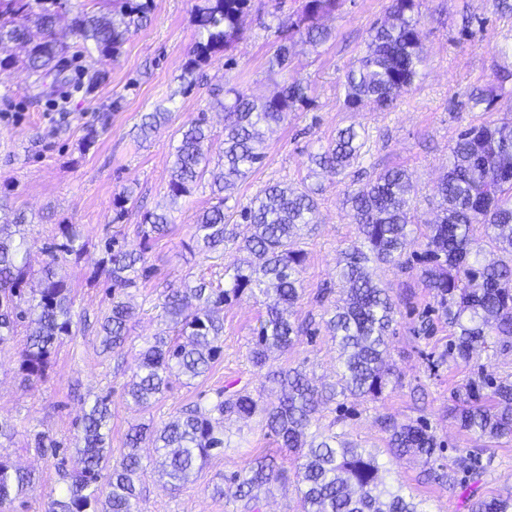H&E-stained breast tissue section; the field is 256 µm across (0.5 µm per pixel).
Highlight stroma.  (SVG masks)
<instances>
[{"label": "stroma", "mask_w": 512, "mask_h": 512, "mask_svg": "<svg viewBox=\"0 0 512 512\" xmlns=\"http://www.w3.org/2000/svg\"><path fill=\"white\" fill-rule=\"evenodd\" d=\"M200 2L154 0L147 25L128 37L115 60L82 52L67 23H60L58 37L69 47L66 110L57 108L50 86L33 88L21 67L0 70V190L9 193L15 207L49 217L48 222L22 228L30 265L40 270L46 259L43 248L58 225H78L83 244L80 257H66L57 268L70 290L73 326L71 335L58 344L46 377L26 381L18 368L20 343L0 346V419L17 428L12 440L0 444V461L35 476L31 490L5 512H44L49 495L63 487L62 471L79 466L73 449L76 423L97 397L106 395L111 401L108 446L116 461L126 450L131 425L161 426L217 389L244 388L266 403L279 397L250 361L252 332L266 314L265 303L250 297L225 306L224 351L206 377L174 381L145 411L130 405L125 395L144 341L165 328V291L185 279H215L241 258L231 244L220 253H207L196 245L194 215L210 197L207 187H198L175 207L168 197L171 152L179 128L203 115L215 140L224 137V114L210 104L212 89L234 86L260 99L293 77L309 86L308 105L267 130L266 157L239 184L235 196L249 201L277 181L298 186L308 180L322 188L317 221L301 240L307 253L303 292L291 310L292 321L309 332L287 351L269 355L270 365L303 368L320 388L338 381L339 351L325 331L322 314L342 297L336 260L357 236L344 203L348 186H362L388 168L405 169L417 188L415 224L433 223L439 215L437 185L458 132L512 112V13L497 10L493 0H417L424 31L420 76L393 108L356 112L344 105V76L365 50L371 27L386 19L390 0H342L336 11L321 19L330 39L316 47L296 44L283 72L268 68L278 44L275 30L301 0L280 5L275 0H252L231 49L213 56L190 85L184 70L196 40L194 9ZM88 69L104 75L91 91L85 86ZM491 84L502 88L495 105H474L472 92ZM160 106L171 111L168 124L143 139L138 134L143 115ZM350 126L364 141L352 178L310 172L309 153ZM92 129L97 138L90 145L86 137ZM125 186L134 189L135 203L116 224L112 200ZM166 208L172 211L173 224L151 243L146 254L151 272L127 291L135 315L125 349L119 355L106 351L97 335L98 321L112 302L111 282L100 272L104 242L114 237L125 249L139 250L137 227L143 212ZM376 274L397 306L386 358L393 371L391 382L379 399H345L344 422H337L335 404H327L320 414L321 431L345 432L376 455L387 468V484L423 501L428 512H468L465 491L447 479L468 448L483 449L491 460L479 496L511 495L512 437L478 438L459 427L451 410L453 391L477 369L495 377L512 375V347L493 337L474 362L438 363L451 330L431 314L433 299L418 268L385 265ZM387 418L399 423L425 420L444 445L439 462L396 459L382 426ZM37 433L58 441L57 452L37 453L32 446ZM224 440V453L209 459L179 489H170L155 468H147L140 476L142 512H245L234 497L231 477L257 458L272 460L285 471L280 481L260 491V512H303L295 456L267 433L261 415L225 422ZM217 485L223 486V496L213 495Z\"/></svg>", "instance_id": "obj_1"}]
</instances>
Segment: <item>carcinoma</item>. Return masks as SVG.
<instances>
[{
  "label": "carcinoma",
  "instance_id": "1",
  "mask_svg": "<svg viewBox=\"0 0 512 512\" xmlns=\"http://www.w3.org/2000/svg\"><path fill=\"white\" fill-rule=\"evenodd\" d=\"M108 7L94 14L81 13L71 21V32L92 45L99 55L115 58L132 32L142 26L152 0H104ZM251 0H203L195 11L198 29L188 74L208 63L213 54L231 48L241 32V18ZM337 0H305L297 18H288V30L312 46L327 41L331 32L318 23L336 7ZM65 0H0V68L22 63L35 76L60 73L67 67L66 48L56 38V25ZM423 29L415 13V0H391L387 20L372 28L366 50L345 75V106L385 109L412 87L424 63ZM19 45L23 59L12 53ZM211 104L224 112V142L217 163H211L212 137L205 118L182 130L173 147L168 183L176 205L209 180V206L197 215L194 238L209 251L231 242L247 257L232 271H224L226 287H213L204 279L185 282L168 291L162 312L174 332L155 336L140 352L137 371L126 384L133 406L146 410L171 388L172 380L188 381L206 376L222 353L224 306L248 295L254 299L275 296L266 317L254 330L250 360L267 366L268 352L285 351L303 329L284 316L286 308L302 293L300 273L306 253L299 247L301 231L316 222L320 186L299 187L273 183L242 204L228 206L236 182L246 179L264 158L265 129L288 120V113L309 101L307 85L300 78L284 83L272 96L258 100L230 87L211 91ZM169 121V112L145 116L141 135L149 138ZM364 142L352 127L309 154L316 169L346 176L359 163ZM438 193L440 214L428 225L425 248L418 256L420 277L429 289L432 311L448 322L453 339L442 358L468 363L492 335L512 339V116L461 130L449 147L448 172ZM416 189L401 168L387 169L363 186L347 191L346 204L357 226V238L336 262L348 288L343 304L325 320L329 336L341 352V394L375 400L389 384L385 363L388 336L396 305L388 289L375 278V269L399 263L413 234L410 211ZM133 199L127 188L115 194L112 222L124 219ZM238 210L243 230L228 228L225 211ZM33 219L7 205L0 195V346L13 342L27 326L19 352V369L26 380L44 378L61 337L72 332L70 289L56 278L59 260L80 255L81 233L75 224H61V241L48 248L49 260L41 271L42 288L26 292L32 277L29 246L20 227ZM171 213L147 211L139 224L140 251L109 245L102 259L112 281V303L100 323L104 349L123 350L128 323L135 310L124 299L125 290L137 284L144 269L149 244L165 235ZM498 253L486 259L478 241ZM266 379L280 389L278 402L265 404L245 391L218 389L206 404L196 403L160 427L134 425L126 437L127 452L110 462L106 446L111 420L108 398L94 401L84 412L75 451L81 468L63 473L66 487L45 504V512H141L137 489L142 470L141 444L149 441L159 453V471L177 489L214 455L224 452V421L260 413L268 433L296 454V477L304 512H425L401 490H388L382 481L377 457L340 434L319 442L306 441L307 431L324 405L335 400L336 389L324 394L314 388L298 367L270 369ZM462 405L456 411L461 429L478 437H512V379L483 376L463 386ZM388 445L397 458L424 456L438 460L441 442L423 420L382 421ZM481 448L467 450L459 468L460 485L468 491L470 512H512L508 498L477 496L476 484L485 469ZM284 470L265 459L231 477L236 497L257 499V491L281 479ZM107 479L105 499L101 480ZM33 485L30 473L0 462V508L14 503Z\"/></svg>",
  "mask_w": 512,
  "mask_h": 512
}]
</instances>
